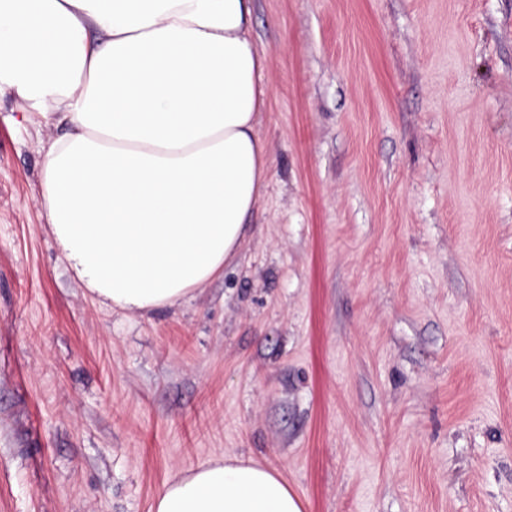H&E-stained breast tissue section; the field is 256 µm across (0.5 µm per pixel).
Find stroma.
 Wrapping results in <instances>:
<instances>
[{
  "mask_svg": "<svg viewBox=\"0 0 512 512\" xmlns=\"http://www.w3.org/2000/svg\"><path fill=\"white\" fill-rule=\"evenodd\" d=\"M273 166L224 275L135 315L0 94V512H150L267 464L305 512H512V0H254Z\"/></svg>",
  "mask_w": 512,
  "mask_h": 512,
  "instance_id": "1",
  "label": "stroma"
}]
</instances>
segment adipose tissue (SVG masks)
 <instances>
[{"mask_svg":"<svg viewBox=\"0 0 512 512\" xmlns=\"http://www.w3.org/2000/svg\"><path fill=\"white\" fill-rule=\"evenodd\" d=\"M253 0H0V93L61 127L40 206L102 303L171 307L237 255L272 163ZM151 512H304L275 469L219 455Z\"/></svg>","mask_w":512,"mask_h":512,"instance_id":"obj_1","label":"adipose tissue"}]
</instances>
